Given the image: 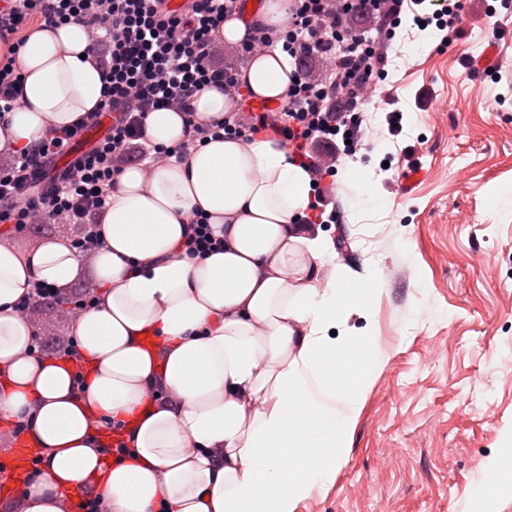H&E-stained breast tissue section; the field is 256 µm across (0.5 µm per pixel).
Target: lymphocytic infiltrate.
Segmentation results:
<instances>
[{"mask_svg":"<svg viewBox=\"0 0 512 512\" xmlns=\"http://www.w3.org/2000/svg\"><path fill=\"white\" fill-rule=\"evenodd\" d=\"M414 6L424 7L422 22L436 23L452 38L462 34L464 0H290L284 26L256 28L241 49L249 56L278 49L295 60L315 51L327 74L314 82L302 68H294L295 80L279 109L251 113L243 122L236 115L245 102L241 82L236 73L211 61L215 31L230 14L243 12V0H183L176 12L169 10L167 0H0V39L5 41L34 17L47 27L82 23L107 75L100 109L115 115L107 135L81 155L72 150L84 134L82 121L14 152L0 167V227L22 235L37 224H73L80 228L73 248L82 254L97 252L104 240L89 218L111 202L129 151L139 150L141 160L155 163L224 135L274 133L292 159L324 179L336 157L337 139L362 140L364 93L384 75L388 61L383 41L401 14ZM358 14L380 20L376 38L352 36L349 23ZM207 87L223 90L235 112L197 121L190 100ZM165 108L188 115L187 138L172 148L152 145L143 134L149 112ZM66 155L70 163L53 170L52 162ZM63 301L80 313L98 306L101 298L89 291L65 298L60 290L38 283L15 311L24 318L34 308Z\"/></svg>","mask_w":512,"mask_h":512,"instance_id":"f902f5d3","label":"lymphocytic infiltrate"}]
</instances>
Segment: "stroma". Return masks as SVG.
<instances>
[{
	"instance_id": "35a3bbf8",
	"label": "stroma",
	"mask_w": 512,
	"mask_h": 512,
	"mask_svg": "<svg viewBox=\"0 0 512 512\" xmlns=\"http://www.w3.org/2000/svg\"><path fill=\"white\" fill-rule=\"evenodd\" d=\"M490 2L465 0L464 33L449 42L402 16L388 76L367 92L368 146L323 181L336 221L321 232L381 290L347 326L373 330L384 367L345 463L297 512H512L497 468L512 453V206L499 202L512 193V16L489 18ZM496 23L495 72L464 68ZM412 166L422 173L408 186ZM360 177L381 204L353 212Z\"/></svg>"
}]
</instances>
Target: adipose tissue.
<instances>
[{"label":"adipose tissue","mask_w":512,"mask_h":512,"mask_svg":"<svg viewBox=\"0 0 512 512\" xmlns=\"http://www.w3.org/2000/svg\"><path fill=\"white\" fill-rule=\"evenodd\" d=\"M13 53L18 106L0 123V154L36 144L97 111L105 73L77 22L31 28ZM292 68L280 51L251 58L238 77L259 98L283 101ZM183 112H150L145 137L173 147ZM308 168L280 138L213 139L149 168H125L102 210L104 246L93 265L67 241L29 250L0 246V419H28L49 451L29 485L25 512H60L64 495L95 477L110 512H296L346 459L354 419L383 356L371 331L344 325L370 313L378 291L337 264L332 244L301 219L314 194ZM224 248L182 249L194 216ZM329 267L321 279L317 271ZM91 272L102 303L74 334L89 368L84 400L70 367L26 356L34 333L14 304L34 284L66 289ZM341 327L329 337L331 327ZM165 344L157 362L151 342ZM163 376L176 409L154 406ZM135 428L131 458L96 451L88 408ZM224 450L223 467L208 451Z\"/></svg>","instance_id":"ef3b65f1"}]
</instances>
